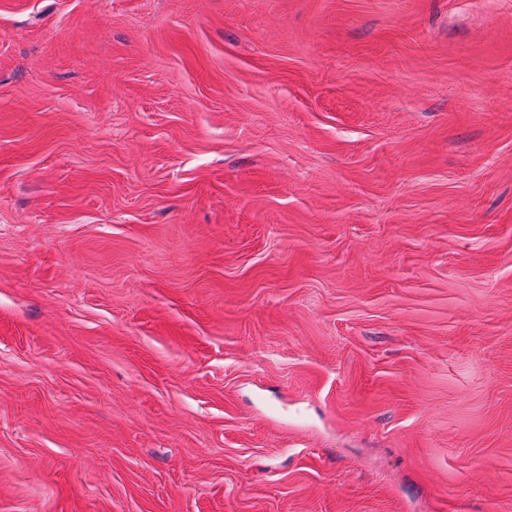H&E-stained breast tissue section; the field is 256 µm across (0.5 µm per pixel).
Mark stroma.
<instances>
[{"instance_id": "1", "label": "stroma", "mask_w": 512, "mask_h": 512, "mask_svg": "<svg viewBox=\"0 0 512 512\" xmlns=\"http://www.w3.org/2000/svg\"><path fill=\"white\" fill-rule=\"evenodd\" d=\"M0 512H512V0H0Z\"/></svg>"}]
</instances>
